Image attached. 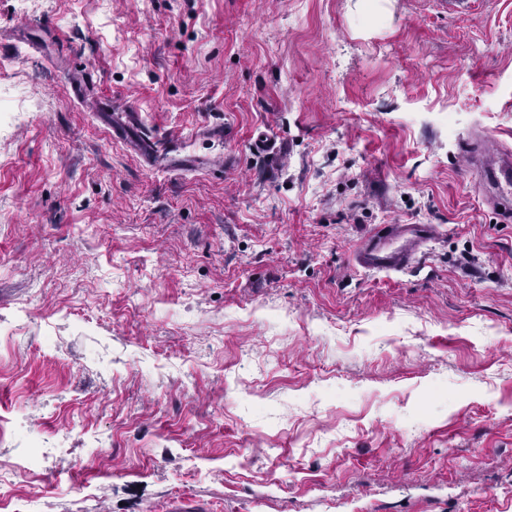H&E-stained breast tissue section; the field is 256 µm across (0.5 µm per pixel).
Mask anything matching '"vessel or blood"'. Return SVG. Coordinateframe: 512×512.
<instances>
[{"instance_id": "obj_1", "label": "vessel or blood", "mask_w": 512, "mask_h": 512, "mask_svg": "<svg viewBox=\"0 0 512 512\" xmlns=\"http://www.w3.org/2000/svg\"><path fill=\"white\" fill-rule=\"evenodd\" d=\"M466 161L469 168L479 169L488 202L503 214L512 213V159L492 156L479 144L467 150ZM434 233L430 224H382L361 237L353 259L369 271L401 272Z\"/></svg>"}]
</instances>
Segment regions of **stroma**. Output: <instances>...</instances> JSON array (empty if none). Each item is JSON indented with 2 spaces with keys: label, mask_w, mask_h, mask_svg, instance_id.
I'll return each instance as SVG.
<instances>
[{
  "label": "stroma",
  "mask_w": 512,
  "mask_h": 512,
  "mask_svg": "<svg viewBox=\"0 0 512 512\" xmlns=\"http://www.w3.org/2000/svg\"><path fill=\"white\" fill-rule=\"evenodd\" d=\"M474 2L0 0V512H512V217L464 159L512 151V0ZM395 222L434 237L356 267ZM431 224H380L360 238L354 262L369 271L401 272L410 267L420 246L431 240Z\"/></svg>",
  "instance_id": "stroma-1"
}]
</instances>
